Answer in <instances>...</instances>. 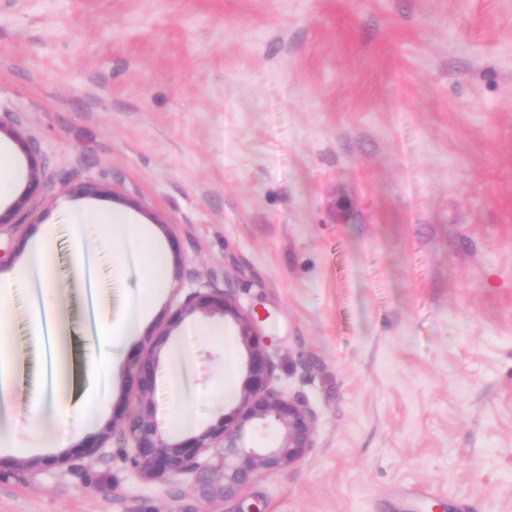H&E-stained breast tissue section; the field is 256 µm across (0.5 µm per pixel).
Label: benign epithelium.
<instances>
[{
  "mask_svg": "<svg viewBox=\"0 0 512 512\" xmlns=\"http://www.w3.org/2000/svg\"><path fill=\"white\" fill-rule=\"evenodd\" d=\"M197 311L219 313L237 327L246 354L238 404L218 427L186 441L164 439L151 411L155 354L168 336L163 330L129 366L138 406L123 425V435L131 443L130 454L123 460L148 480L197 470L208 496L226 499L243 492L260 474L277 473L299 463L313 447L315 419L300 403L271 387V363L257 327L258 318L242 310L231 289L194 294L180 306L177 316L181 319ZM258 422H273L281 428L278 445L263 450L248 446L246 431ZM208 451L212 452L209 461L198 463V457Z\"/></svg>",
  "mask_w": 512,
  "mask_h": 512,
  "instance_id": "obj_1",
  "label": "benign epithelium"
}]
</instances>
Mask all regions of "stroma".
<instances>
[{"label":"stroma","mask_w":512,"mask_h":512,"mask_svg":"<svg viewBox=\"0 0 512 512\" xmlns=\"http://www.w3.org/2000/svg\"><path fill=\"white\" fill-rule=\"evenodd\" d=\"M0 124L29 144L0 138V210L30 195L0 226V277L48 233L78 375L57 389L52 336L10 305L0 512H512V0H0ZM79 209L148 225L168 262L107 378L96 324L144 280L92 229L77 261ZM227 288L315 435L299 464L211 503L196 473L142 479L121 428L131 361L163 328L188 354L176 374L156 354L160 433L181 400L199 430L222 424L224 349L188 327L237 330L174 314ZM38 388L102 413L42 447Z\"/></svg>","instance_id":"1"}]
</instances>
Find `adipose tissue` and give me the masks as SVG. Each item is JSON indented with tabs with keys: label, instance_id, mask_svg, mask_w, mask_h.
Instances as JSON below:
<instances>
[{
	"label": "adipose tissue",
	"instance_id": "obj_1",
	"mask_svg": "<svg viewBox=\"0 0 512 512\" xmlns=\"http://www.w3.org/2000/svg\"><path fill=\"white\" fill-rule=\"evenodd\" d=\"M102 229L111 234L112 245L118 253L122 265L133 264L143 268L149 295L155 296L164 291L167 281L165 258L155 246L146 225L137 224L124 215L112 212L102 213ZM33 288L39 295L37 309L31 320V334L42 337V310L51 304V294L55 286L53 279V247L49 237H41L31 250L25 264L17 272L14 280L0 282V399L5 400L12 393L13 373L8 358L9 323L7 309L13 296L14 283ZM147 314L146 304L135 305L129 314L117 321L105 320L97 327L93 341L95 354L93 365L98 369H110L117 360L120 349L128 337L136 335ZM100 411L98 403L91 395H84L77 405L58 404L53 412H46L41 399L32 402V416L44 429L45 444L50 448L65 445L63 435L72 418L88 422L94 420Z\"/></svg>",
	"mask_w": 512,
	"mask_h": 512
}]
</instances>
